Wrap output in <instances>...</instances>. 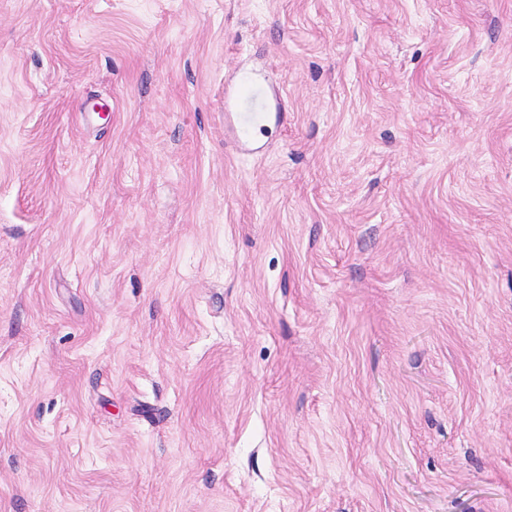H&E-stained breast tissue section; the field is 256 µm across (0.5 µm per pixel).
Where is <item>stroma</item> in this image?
<instances>
[{
    "instance_id": "1",
    "label": "stroma",
    "mask_w": 512,
    "mask_h": 512,
    "mask_svg": "<svg viewBox=\"0 0 512 512\" xmlns=\"http://www.w3.org/2000/svg\"><path fill=\"white\" fill-rule=\"evenodd\" d=\"M0 512H512V0H0ZM226 107L230 112H225L224 117L231 120L239 142L254 140L272 124L269 96L260 89L242 87L226 102Z\"/></svg>"
}]
</instances>
